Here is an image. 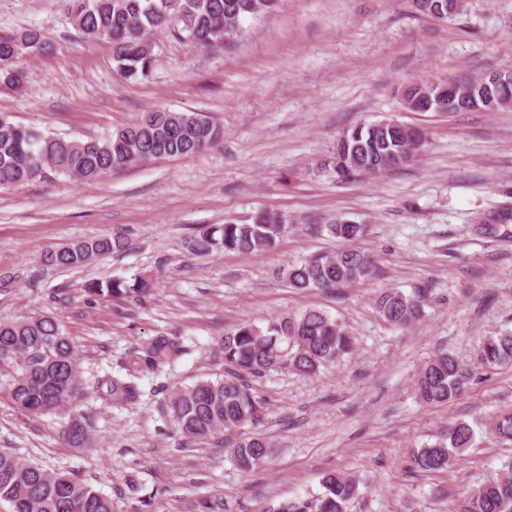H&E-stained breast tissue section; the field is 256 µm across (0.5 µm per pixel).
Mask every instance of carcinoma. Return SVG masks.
Returning a JSON list of instances; mask_svg holds the SVG:
<instances>
[{
  "label": "carcinoma",
  "mask_w": 512,
  "mask_h": 512,
  "mask_svg": "<svg viewBox=\"0 0 512 512\" xmlns=\"http://www.w3.org/2000/svg\"><path fill=\"white\" fill-rule=\"evenodd\" d=\"M67 13L79 37L106 40L112 47L117 69L127 79L150 76L156 36L177 22V37L197 47H210L238 35L243 21L278 9L282 0H66ZM429 8L454 19L466 9L465 0H432ZM47 37L38 29L0 35V82L18 88L25 72L16 65L24 56L47 51ZM501 82L481 88L477 81L452 82L457 95L475 98L477 106L494 112L512 106V71L499 72ZM441 84L417 83L403 93V102L413 112H428ZM222 137V130L197 112L154 109L135 122L105 137L86 140L49 135L33 126L0 116V189L29 183L47 171L80 180L94 181L129 165L161 158H184L200 153ZM421 133L394 119L358 124L336 138L322 171L341 168L355 177L379 175L412 161L419 152L415 141ZM285 221L271 214L256 213L251 222L204 225L185 245L194 256L217 252H255L273 248L287 231ZM339 247L316 253L288 268L290 287L301 291H335L371 277L375 260L356 247L364 227L338 219L326 225ZM123 248L119 236L94 237L65 244L47 252L51 266H81L92 258ZM149 292V281L137 276L92 282L87 293L94 296L141 297ZM427 289L409 293L387 289L377 299L381 316L391 325L408 327L424 313ZM353 339L345 327L321 310L298 316L266 320L262 326L243 323L227 331L218 343L224 360V375L202 379L172 392L167 403L170 422L184 438L205 440L220 434L225 445L246 471L269 462L270 437L258 431L238 435L246 424L259 420L260 401L251 380L271 371L292 370L313 376L341 362L353 351ZM184 347L166 336H156L143 355L124 364L125 376L105 381L109 402L128 403L138 395L134 379L145 369H157L181 355ZM475 361L493 368L512 362V332L501 330L482 339ZM9 377L11 402L32 415L66 409L64 436L75 448H87L94 440V414L83 408L101 386L84 380L77 348L62 325L52 316L41 315L0 321V371ZM469 364L448 353L430 358L415 376L420 401L445 405L460 398L472 379ZM493 431L512 441V413L500 415ZM473 429L456 422L432 443L414 453V464L426 472L448 469L450 462L474 441ZM323 491L280 501L268 512H346L348 501L358 491L357 480L328 472L321 480ZM0 502L9 512H115L112 497L69 473H50L37 464L0 450ZM465 512H512V472L490 477L467 497Z\"/></svg>",
  "instance_id": "cac0c4a2"
}]
</instances>
